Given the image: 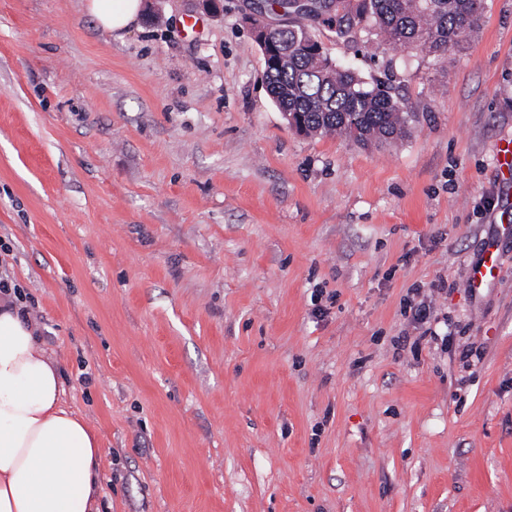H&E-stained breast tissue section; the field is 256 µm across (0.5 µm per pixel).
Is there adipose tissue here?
Listing matches in <instances>:
<instances>
[{
    "label": "adipose tissue",
    "mask_w": 512,
    "mask_h": 512,
    "mask_svg": "<svg viewBox=\"0 0 512 512\" xmlns=\"http://www.w3.org/2000/svg\"><path fill=\"white\" fill-rule=\"evenodd\" d=\"M84 10L120 38L143 0H86ZM101 441L65 401L56 358L38 326L0 297V512H101Z\"/></svg>",
    "instance_id": "ef3b65f1"
}]
</instances>
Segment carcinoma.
I'll use <instances>...</instances> for the list:
<instances>
[{"label":"carcinoma","mask_w":512,"mask_h":512,"mask_svg":"<svg viewBox=\"0 0 512 512\" xmlns=\"http://www.w3.org/2000/svg\"><path fill=\"white\" fill-rule=\"evenodd\" d=\"M290 17L274 37L282 63L266 74L288 125L305 134H336L356 144H387L409 132L413 110L392 69L367 78L314 51L316 25L343 44L382 43L435 58L461 49L480 26V0H271Z\"/></svg>","instance_id":"cac0c4a2"}]
</instances>
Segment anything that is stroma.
I'll return each mask as SVG.
<instances>
[{"instance_id":"obj_1","label":"stroma","mask_w":512,"mask_h":512,"mask_svg":"<svg viewBox=\"0 0 512 512\" xmlns=\"http://www.w3.org/2000/svg\"><path fill=\"white\" fill-rule=\"evenodd\" d=\"M146 3L118 39L0 0V274L101 439L104 512H512V0L439 59L317 28L414 106L368 148L288 127L250 0ZM409 296L449 337L417 356ZM499 272V258L497 254L488 250L477 263L473 264L468 273L471 288H485L495 281Z\"/></svg>"}]
</instances>
